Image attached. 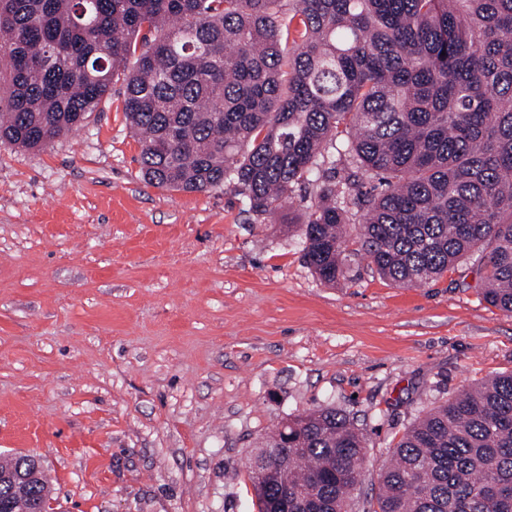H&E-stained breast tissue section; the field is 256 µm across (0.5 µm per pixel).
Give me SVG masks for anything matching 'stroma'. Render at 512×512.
Returning <instances> with one entry per match:
<instances>
[{"label":"stroma","mask_w":512,"mask_h":512,"mask_svg":"<svg viewBox=\"0 0 512 512\" xmlns=\"http://www.w3.org/2000/svg\"><path fill=\"white\" fill-rule=\"evenodd\" d=\"M124 89L45 149L0 143V455L45 458L52 512H255L253 449L328 404L366 438V502L415 419L512 372L475 258L402 288L352 233L324 283L297 229L315 185L263 223L150 185Z\"/></svg>","instance_id":"stroma-1"}]
</instances>
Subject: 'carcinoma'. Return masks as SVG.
Instances as JSON below:
<instances>
[{
	"instance_id": "cac0c4a2",
	"label": "carcinoma",
	"mask_w": 512,
	"mask_h": 512,
	"mask_svg": "<svg viewBox=\"0 0 512 512\" xmlns=\"http://www.w3.org/2000/svg\"><path fill=\"white\" fill-rule=\"evenodd\" d=\"M120 71L150 184L224 187L259 219L314 183L299 229L322 281L344 277L357 223L388 282L421 286L479 253L485 300L512 313V0H0L1 143L48 146ZM365 454L341 409L288 420L250 461L258 512L279 493L260 479L272 467L288 512H348ZM50 499L45 474L0 481V512ZM362 512H512V373L415 420Z\"/></svg>"
}]
</instances>
